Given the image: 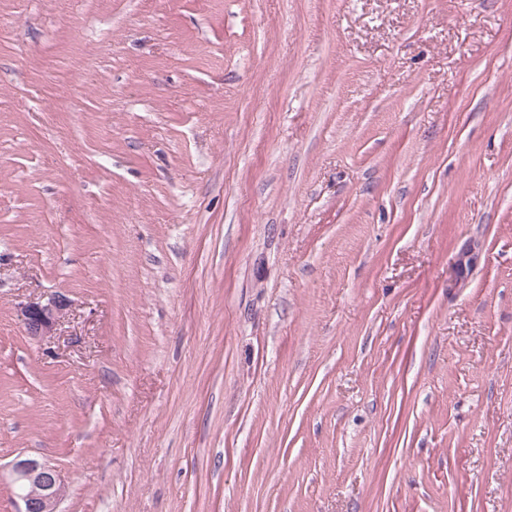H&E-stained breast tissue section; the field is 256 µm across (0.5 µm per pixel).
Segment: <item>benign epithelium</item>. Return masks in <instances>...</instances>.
Wrapping results in <instances>:
<instances>
[{"label":"benign epithelium","mask_w":512,"mask_h":512,"mask_svg":"<svg viewBox=\"0 0 512 512\" xmlns=\"http://www.w3.org/2000/svg\"><path fill=\"white\" fill-rule=\"evenodd\" d=\"M70 302L52 295L46 302H29L19 309L26 334L34 339L52 335ZM12 475L17 495L23 502L22 512H58L65 494V484L57 469L35 459H19L13 463Z\"/></svg>","instance_id":"obj_1"}]
</instances>
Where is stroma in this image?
Here are the masks:
<instances>
[{
	"label": "stroma",
	"instance_id": "obj_1",
	"mask_svg": "<svg viewBox=\"0 0 512 512\" xmlns=\"http://www.w3.org/2000/svg\"><path fill=\"white\" fill-rule=\"evenodd\" d=\"M20 455L59 512H512V0H0V512ZM70 302L63 296L52 295L46 302H29L19 309L20 321L26 334L34 339L52 336Z\"/></svg>",
	"mask_w": 512,
	"mask_h": 512
}]
</instances>
